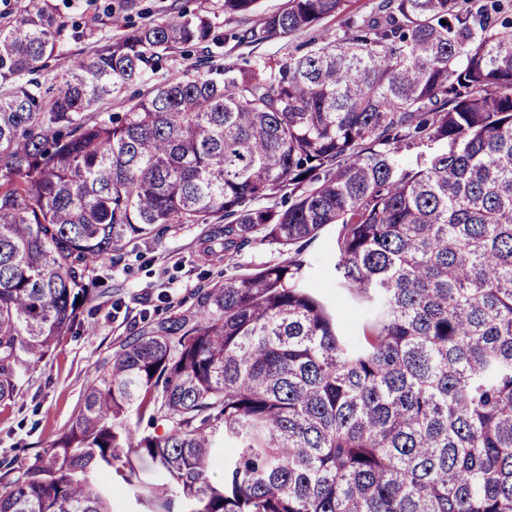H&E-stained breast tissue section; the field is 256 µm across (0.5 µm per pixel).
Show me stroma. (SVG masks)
I'll return each mask as SVG.
<instances>
[{"instance_id": "stroma-1", "label": "stroma", "mask_w": 512, "mask_h": 512, "mask_svg": "<svg viewBox=\"0 0 512 512\" xmlns=\"http://www.w3.org/2000/svg\"><path fill=\"white\" fill-rule=\"evenodd\" d=\"M141 14L135 23L162 22L178 11H209L222 29L239 27V19L225 18L220 0H138ZM313 32L270 39L257 52L225 43L213 48L215 62H223L225 53L241 61L255 54L285 57L303 52ZM207 227L203 224H179L147 245L129 246L120 252L112 266V285L122 299L121 308H113L112 299H99L90 308L89 330L64 337L42 360L32 363L14 402L0 408V459H20L47 447L55 435L68 427L82 402L83 393L94 369L111 357L118 341L135 335L144 325L141 314L169 317L189 307L196 288L223 275L230 264L240 266L277 264L286 255L275 247L262 245L243 250L234 259L204 255ZM334 227H327L310 244L303 256L321 293L333 307L348 305L347 295L337 288L331 276Z\"/></svg>"}]
</instances>
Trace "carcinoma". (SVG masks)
Wrapping results in <instances>:
<instances>
[{"label": "carcinoma", "mask_w": 512, "mask_h": 512, "mask_svg": "<svg viewBox=\"0 0 512 512\" xmlns=\"http://www.w3.org/2000/svg\"><path fill=\"white\" fill-rule=\"evenodd\" d=\"M348 2L223 32L129 28L117 0L125 33L50 78L51 0L0 16V405L112 296V253L208 222L211 253L294 252L121 342L48 447L0 462V512H112L106 475L134 486L141 462L161 512H512V0H377L301 56L227 54L104 108L175 49L289 37ZM329 225L356 339L300 258Z\"/></svg>", "instance_id": "1"}]
</instances>
